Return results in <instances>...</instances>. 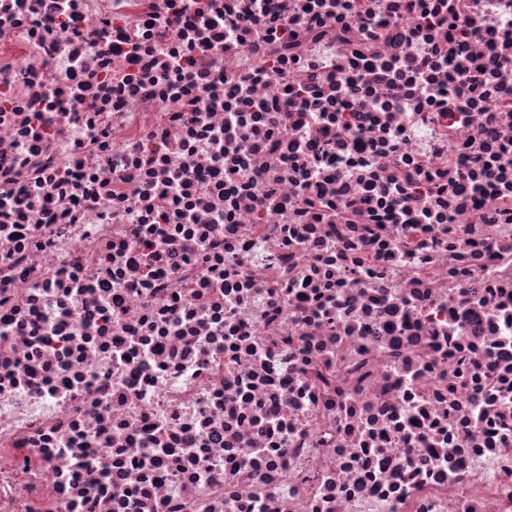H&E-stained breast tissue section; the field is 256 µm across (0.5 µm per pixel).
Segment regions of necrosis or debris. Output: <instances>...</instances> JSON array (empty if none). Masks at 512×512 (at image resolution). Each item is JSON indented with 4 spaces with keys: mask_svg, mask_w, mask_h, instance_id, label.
<instances>
[{
    "mask_svg": "<svg viewBox=\"0 0 512 512\" xmlns=\"http://www.w3.org/2000/svg\"><path fill=\"white\" fill-rule=\"evenodd\" d=\"M0 512H512V0H0Z\"/></svg>",
    "mask_w": 512,
    "mask_h": 512,
    "instance_id": "1",
    "label": "necrosis or debris"
}]
</instances>
